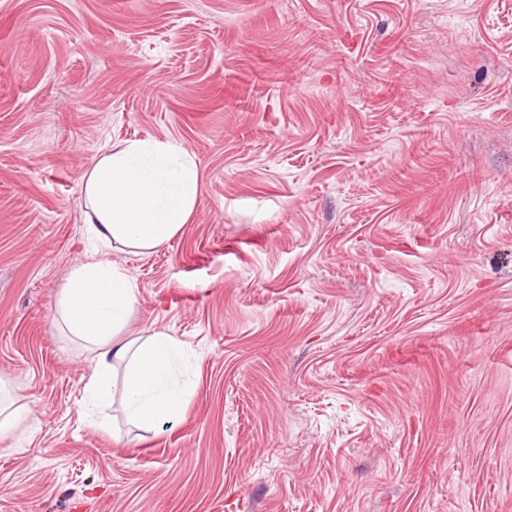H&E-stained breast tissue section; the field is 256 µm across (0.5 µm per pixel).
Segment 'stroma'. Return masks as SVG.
Returning a JSON list of instances; mask_svg holds the SVG:
<instances>
[{
    "instance_id": "35a3bbf8",
    "label": "stroma",
    "mask_w": 512,
    "mask_h": 512,
    "mask_svg": "<svg viewBox=\"0 0 512 512\" xmlns=\"http://www.w3.org/2000/svg\"><path fill=\"white\" fill-rule=\"evenodd\" d=\"M199 194L95 254L83 178ZM183 348L180 421L86 417L77 264ZM0 512H512V0H0ZM198 191L196 167L180 148L155 142L113 149L85 178L88 234L103 248L158 249L187 224Z\"/></svg>"
}]
</instances>
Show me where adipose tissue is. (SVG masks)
Wrapping results in <instances>:
<instances>
[{"label": "adipose tissue", "instance_id": "ef3b65f1", "mask_svg": "<svg viewBox=\"0 0 512 512\" xmlns=\"http://www.w3.org/2000/svg\"><path fill=\"white\" fill-rule=\"evenodd\" d=\"M198 191L196 167L180 148L156 142L112 150L85 178L87 231L105 248L158 249L187 224ZM137 295L136 282L117 265L78 264L69 272L57 310L73 335L96 351L86 401H108L114 369L122 367L126 413L141 425L162 427L183 415L186 392L173 379L181 347L161 331L143 341L124 338Z\"/></svg>", "mask_w": 512, "mask_h": 512}]
</instances>
